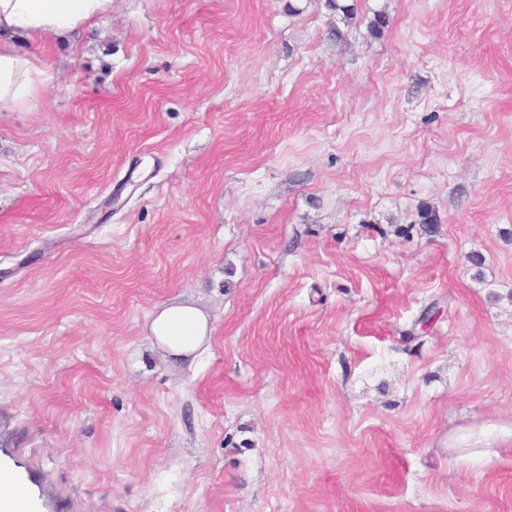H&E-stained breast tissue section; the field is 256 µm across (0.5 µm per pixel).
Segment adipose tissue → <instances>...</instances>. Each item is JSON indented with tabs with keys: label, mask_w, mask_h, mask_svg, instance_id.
<instances>
[{
	"label": "adipose tissue",
	"mask_w": 512,
	"mask_h": 512,
	"mask_svg": "<svg viewBox=\"0 0 512 512\" xmlns=\"http://www.w3.org/2000/svg\"><path fill=\"white\" fill-rule=\"evenodd\" d=\"M111 9L112 0H0V112L30 107L46 80L41 59L19 41L66 38ZM149 331L163 358L182 364L206 347L212 327L200 308L178 302L158 309Z\"/></svg>",
	"instance_id": "ef3b65f1"
}]
</instances>
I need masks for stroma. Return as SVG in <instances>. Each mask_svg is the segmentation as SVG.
<instances>
[{
    "label": "stroma",
    "instance_id": "35a3bbf8",
    "mask_svg": "<svg viewBox=\"0 0 512 512\" xmlns=\"http://www.w3.org/2000/svg\"><path fill=\"white\" fill-rule=\"evenodd\" d=\"M44 53L0 112V460L44 512H512V0H113ZM149 331L153 346L171 363H192L211 339L212 327L195 305L178 302L158 309Z\"/></svg>",
    "mask_w": 512,
    "mask_h": 512
}]
</instances>
